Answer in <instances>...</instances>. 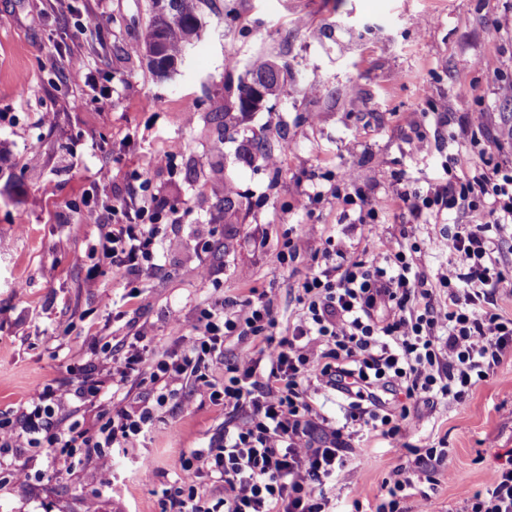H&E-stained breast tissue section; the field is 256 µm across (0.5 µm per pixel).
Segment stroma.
<instances>
[{"label": "stroma", "mask_w": 512, "mask_h": 512, "mask_svg": "<svg viewBox=\"0 0 512 512\" xmlns=\"http://www.w3.org/2000/svg\"><path fill=\"white\" fill-rule=\"evenodd\" d=\"M149 9L150 0H62L52 9L0 0V169L13 182L0 195L1 416L48 382L81 381L88 365L117 368L115 351L137 330L149 353L174 350L171 312L193 317L218 295L241 299L257 289L287 325L311 258L329 237L345 242L352 259L373 239L418 243V270L435 278L452 261L449 226L473 215L452 211L428 224L394 207L393 196L402 187L426 192L448 154L468 153L459 134L464 104L479 102L486 113L487 156L512 155V98L495 91L497 79L512 80V26L496 24L512 16V0H201V38L166 79L132 50ZM90 11L100 28L77 32L75 20ZM72 54L84 57V68L69 65ZM257 56L286 68L292 94L269 98L225 137L224 83ZM484 58L499 76L478 68ZM46 112L53 124L41 123ZM255 134L279 153L278 169L237 160ZM418 136L424 149L416 154L410 141ZM171 149V166H155ZM104 167L117 194L149 181L156 200L182 216L120 320L111 302L125 295V281L90 259L99 229L72 207ZM345 173L377 210V224L358 223L355 209L337 206L333 193ZM227 178L241 192L234 224L225 223L214 191ZM316 189L320 203L299 210L298 200ZM291 231L305 234L306 254L283 267L277 253ZM204 263L212 278L200 275ZM182 394V407L157 410L139 447L111 449L109 468L87 459L48 478L39 474L48 461L35 449L0 460L2 472L25 463L35 473L25 483L0 482V512H85L91 500L98 512H162L181 453L224 436L223 407L189 384ZM151 396L146 383L126 396L107 384L82 406L62 399L59 413L92 429ZM410 442L447 446L453 477L441 479L434 510L461 506L512 451V359L465 403L438 405ZM350 445L346 487L374 501L408 454L366 440L360 427ZM143 457L160 472L153 481L139 474Z\"/></svg>", "instance_id": "1"}]
</instances>
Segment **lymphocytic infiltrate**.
Segmentation results:
<instances>
[{
	"mask_svg": "<svg viewBox=\"0 0 512 512\" xmlns=\"http://www.w3.org/2000/svg\"><path fill=\"white\" fill-rule=\"evenodd\" d=\"M484 113H468L470 153L449 155L446 179L426 194L397 191L396 206L414 218H442L449 210L479 213L481 222L457 225L448 235L454 265L437 281L446 288L436 300L425 277L412 272L405 247L368 244L362 259L346 261L342 242L328 240V265L312 270L301 285L299 311L285 335L264 295L242 303L215 300L192 323L172 315L175 350L150 359L138 349L136 332L117 370L120 383H150L152 397L117 413L95 434L61 426L58 402L98 394L95 368L78 385L46 384L33 392L16 418H0V457L21 448H44L71 459L96 457L107 464L112 447L130 448L153 424L156 408L172 399L182 381L229 415L220 445L194 448L181 457L179 485L167 490L164 512H333L345 487L350 450L343 428L316 436L311 391L331 390L347 401L348 419L371 437L399 448L418 431L427 412L465 402L512 356V317L503 315L496 292L505 281L501 243L490 225L512 223V158H488L480 133ZM470 165L460 177L457 167ZM112 171L100 169L80 207L84 223L104 229L102 259L121 271L130 295L155 266L176 211L162 213L145 199L112 202ZM252 337L225 367L223 383L207 370L227 342ZM413 460L385 479L372 512H433L432 486L448 469L444 448H416ZM224 484L207 499L197 492L201 469ZM459 512H512V457L491 467L481 490Z\"/></svg>",
	"mask_w": 512,
	"mask_h": 512,
	"instance_id": "obj_1",
	"label": "lymphocytic infiltrate"
}]
</instances>
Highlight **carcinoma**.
Masks as SVG:
<instances>
[{"label": "carcinoma", "mask_w": 512, "mask_h": 512, "mask_svg": "<svg viewBox=\"0 0 512 512\" xmlns=\"http://www.w3.org/2000/svg\"><path fill=\"white\" fill-rule=\"evenodd\" d=\"M199 0H151V10L146 32L135 51L148 55V47L153 38L160 39L161 49L156 57L148 59L150 72L158 78H167L176 72V65L184 59L186 51L200 36L202 22L198 10ZM260 82L267 96H282L288 89L286 76L276 63L257 58L245 75L238 78L235 87L227 88L232 93L233 107L224 109V134L234 130L232 121L241 122L255 111L253 83ZM266 140L262 138L247 141L239 151V158L251 162L260 157L267 159ZM238 196L236 185L231 180L224 181V216L232 218Z\"/></svg>", "instance_id": "cac0c4a2"}]
</instances>
